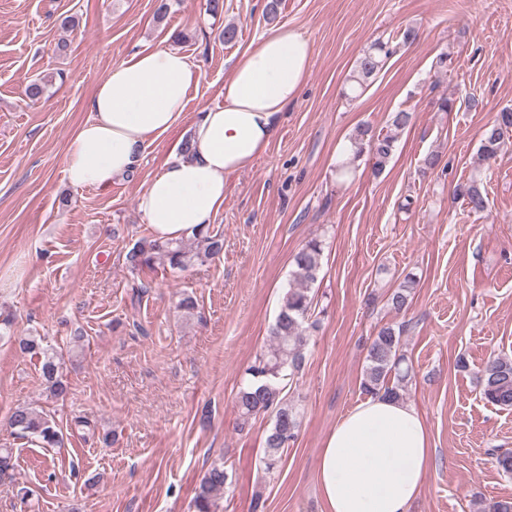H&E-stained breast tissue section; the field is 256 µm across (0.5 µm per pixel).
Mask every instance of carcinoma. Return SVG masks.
<instances>
[{"mask_svg":"<svg viewBox=\"0 0 512 512\" xmlns=\"http://www.w3.org/2000/svg\"><path fill=\"white\" fill-rule=\"evenodd\" d=\"M394 53L389 43L376 42L357 61L349 75L348 98L356 99L364 92L369 80L379 72L385 59ZM55 76L45 74L34 79L26 89L28 98L41 99L52 86ZM413 113L398 110L389 115V131L375 135L369 127H357L350 138L353 157L368 151L373 173L380 174L392 158L398 140V131L411 124ZM512 145V109H502L493 124L483 130L478 154L483 161L496 159L504 149ZM470 211L478 213L487 208V197L478 180L472 179L456 188ZM224 251V236L209 230L194 237V244L181 240L161 241L157 238L142 239L126 254V264L133 270L152 267L159 262L172 271H183L195 263H204ZM323 243L312 238L294 255L293 285L284 294L275 322L269 330L270 347L256 357L245 371L246 378L235 397L238 418L236 428L244 430L249 421L261 414L272 416L273 424L265 439L263 463L268 474L279 468L282 456L298 435L300 410L288 400L286 387L302 370L310 331L317 328L312 320L314 297L311 286L317 281L321 268ZM416 284L413 274L393 290L388 298L390 310L399 313L409 306V297ZM404 326L386 324L372 340L366 355V364L361 381L362 391L367 395L380 392L402 396L405 382L411 377L412 367L401 350ZM19 348L41 359V376L47 396L64 400L69 386L63 379L61 362L57 351L45 347L34 336L18 337ZM478 383L484 399L502 409H512V357L492 355L479 370ZM10 427L23 438L37 442L43 448L61 446L63 437L54 418L40 414L28 407H17L9 418ZM229 474L224 463H213L200 480L193 498L194 512H217V502L224 495Z\"/></svg>","mask_w":512,"mask_h":512,"instance_id":"carcinoma-1","label":"carcinoma"}]
</instances>
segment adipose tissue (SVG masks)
<instances>
[{"mask_svg":"<svg viewBox=\"0 0 512 512\" xmlns=\"http://www.w3.org/2000/svg\"><path fill=\"white\" fill-rule=\"evenodd\" d=\"M311 40L282 24L263 33L234 62L224 103L186 118L199 66L169 47L123 57L98 84L90 116L64 159L71 186L106 190L139 164L151 136L189 120V149L172 151L138 197L154 236L181 239L213 224L224 183L278 137L288 106L305 85ZM428 429L404 400L368 396L336 424L321 450L317 486L324 512H407L431 461Z\"/></svg>","mask_w":512,"mask_h":512,"instance_id":"ef3b65f1","label":"adipose tissue"}]
</instances>
